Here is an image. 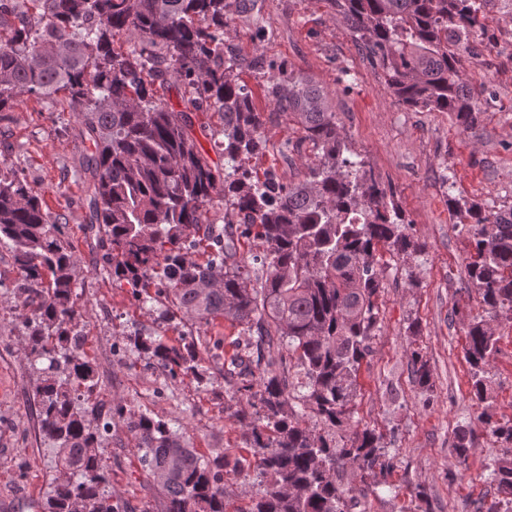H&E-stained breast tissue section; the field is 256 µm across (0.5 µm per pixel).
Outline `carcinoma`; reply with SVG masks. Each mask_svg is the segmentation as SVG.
I'll use <instances>...</instances> for the list:
<instances>
[{"label":"carcinoma","instance_id":"cac0c4a2","mask_svg":"<svg viewBox=\"0 0 512 512\" xmlns=\"http://www.w3.org/2000/svg\"><path fill=\"white\" fill-rule=\"evenodd\" d=\"M257 0H0V112L23 93L50 98L60 92L77 113V164L88 183L85 230L104 250L112 281L134 295L161 285L181 320L207 324L216 317L249 328L250 350L224 364L233 393L252 400L251 448L262 495L248 512H350L337 477L350 466L360 481L383 486L391 464L382 435L364 428L348 440L335 431L350 417L357 375L378 331L383 248L390 259L420 246L405 233L387 187L341 132L325 92L293 72L253 62L270 75L266 96L278 115L302 132L281 154L309 153L304 172L288 182L269 169L258 174L246 161L265 156L269 139L262 113L239 74L242 59L224 50V27ZM382 70L398 101L414 110L451 112L465 131L480 110L462 78L459 51L481 29L483 0H329ZM134 30L140 40L126 51L114 36ZM178 90L181 109L156 96V86ZM213 112L221 129L210 131L224 163L211 160L193 129L191 113ZM448 210L473 254L469 281L489 318L465 328L464 358L472 371L470 398L489 399L486 367L498 350L492 321L512 315V208L487 214L451 194ZM219 199L236 211L239 226L217 233L206 207ZM266 244L260 287L242 271L239 238ZM10 246L26 294L19 314L25 356L38 374L39 430L54 442L72 478L54 481L44 512H121L108 491L109 470L99 448L123 422L138 438L165 512H225L224 459L202 460L177 440L168 423L150 415L108 410L88 397L97 385L90 362L80 359L82 313L74 296L78 261L52 215L27 181L0 169V243ZM288 345L301 368L304 392L291 394L264 360L274 341ZM175 377L204 379L194 336L181 344L128 337ZM415 380L430 386L420 351L410 354ZM259 371L257 384L239 378ZM310 409L326 428L311 430L295 405ZM486 430L503 445L493 459L496 496L478 512H512V424L484 413ZM459 463L466 464L472 432L455 431Z\"/></svg>","mask_w":512,"mask_h":512}]
</instances>
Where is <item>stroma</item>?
I'll use <instances>...</instances> for the list:
<instances>
[{
  "instance_id": "obj_1",
  "label": "stroma",
  "mask_w": 512,
  "mask_h": 512,
  "mask_svg": "<svg viewBox=\"0 0 512 512\" xmlns=\"http://www.w3.org/2000/svg\"><path fill=\"white\" fill-rule=\"evenodd\" d=\"M483 23L484 35L462 57V77L481 111L468 131L451 113L400 104L328 0H258L224 33L241 58L283 65L324 90L351 149L391 188L408 233L423 247L383 270L380 331L359 371L351 425L381 433L393 469L388 488L378 491L363 488L355 469L341 472V487L359 493L354 512H473L474 500L496 492L489 465L501 446L477 419L463 351L465 325L485 307L464 272L470 242L448 211L452 194L487 211L512 206V0H485ZM76 124L64 95L50 102L22 95L12 111L0 112V162L22 168L45 209L62 215L80 261L75 302L97 381L91 403L107 408L118 400L128 412L162 419L206 458L251 459V430L238 417L253 409L224 381L225 358L247 340L240 325L217 318L195 327L209 343L201 381L190 373L170 378L129 349L134 333L179 344L183 325L101 274L102 252L85 232L86 185L74 168ZM265 132L274 148L259 167L291 176L302 161L284 159L277 146L297 138L296 127L278 117ZM20 279L10 249L0 247V512H42L59 470L39 431L37 375L17 320ZM497 331L499 352L487 372L495 417L505 422L512 421V321L500 317ZM413 349L428 362L431 390L413 380ZM460 425L473 432L463 465L453 449ZM140 456L134 435L116 425L102 444L108 490L124 512H162Z\"/></svg>"
}]
</instances>
